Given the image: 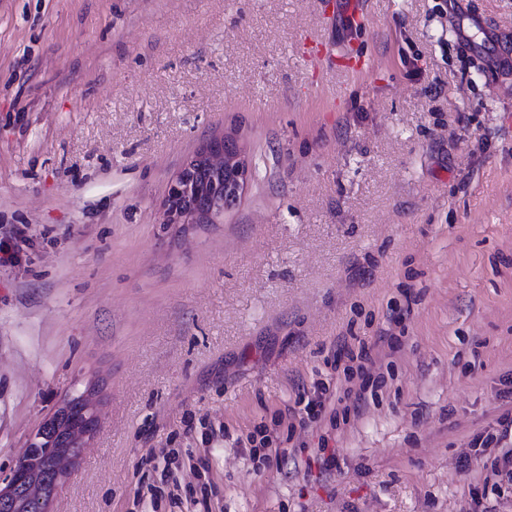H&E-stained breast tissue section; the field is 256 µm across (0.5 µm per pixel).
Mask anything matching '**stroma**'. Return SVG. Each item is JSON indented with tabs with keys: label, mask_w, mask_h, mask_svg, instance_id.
<instances>
[{
	"label": "stroma",
	"mask_w": 512,
	"mask_h": 512,
	"mask_svg": "<svg viewBox=\"0 0 512 512\" xmlns=\"http://www.w3.org/2000/svg\"><path fill=\"white\" fill-rule=\"evenodd\" d=\"M220 135L247 190L176 233ZM0 240V473L100 387L50 512H512V0H0ZM228 139H210L183 162L168 188L163 224H174L186 234L200 224L215 223L241 200L251 178L250 165L236 141ZM201 170L209 173L213 185L205 201L195 179Z\"/></svg>",
	"instance_id": "obj_1"
}]
</instances>
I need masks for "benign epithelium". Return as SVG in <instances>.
I'll list each match as a JSON object with an SVG mask.
<instances>
[{
    "mask_svg": "<svg viewBox=\"0 0 512 512\" xmlns=\"http://www.w3.org/2000/svg\"><path fill=\"white\" fill-rule=\"evenodd\" d=\"M201 170L209 173L213 185L204 201L195 179ZM250 178V165L239 145L228 142L224 136L210 139L183 162L171 180L164 201L163 223L176 225L184 234L200 224L215 223L224 216V211L241 200ZM75 398L84 406L85 422L66 427L71 447L55 449L52 480L44 478L38 456L23 451L13 469L0 475V512H31L35 502L42 505V512H48L55 490L67 479L77 460L75 448L87 444L99 422L97 388L88 386L75 397L66 395L45 423L62 421Z\"/></svg>",
    "mask_w": 512,
    "mask_h": 512,
    "instance_id": "obj_1",
    "label": "benign epithelium"
}]
</instances>
